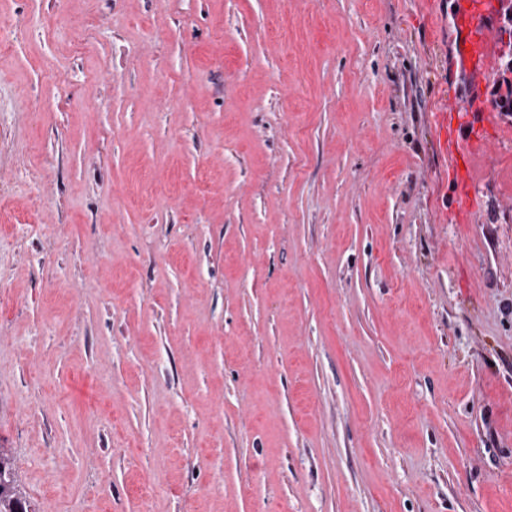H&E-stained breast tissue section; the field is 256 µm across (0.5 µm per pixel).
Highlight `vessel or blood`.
Wrapping results in <instances>:
<instances>
[{"label": "vessel or blood", "instance_id": "1", "mask_svg": "<svg viewBox=\"0 0 512 512\" xmlns=\"http://www.w3.org/2000/svg\"><path fill=\"white\" fill-rule=\"evenodd\" d=\"M453 17L460 34L459 62L470 87L469 96L458 103L457 109L461 112H489L491 106L482 93V87L493 65L489 53L493 41L492 8L486 0H456Z\"/></svg>", "mask_w": 512, "mask_h": 512}]
</instances>
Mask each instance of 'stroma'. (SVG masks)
Masks as SVG:
<instances>
[{"label": "stroma", "mask_w": 512, "mask_h": 512, "mask_svg": "<svg viewBox=\"0 0 512 512\" xmlns=\"http://www.w3.org/2000/svg\"><path fill=\"white\" fill-rule=\"evenodd\" d=\"M453 8L0 0L28 512H512V112L445 123Z\"/></svg>", "instance_id": "stroma-1"}]
</instances>
